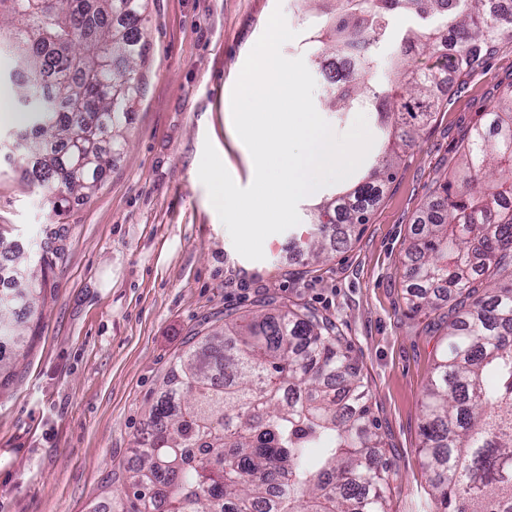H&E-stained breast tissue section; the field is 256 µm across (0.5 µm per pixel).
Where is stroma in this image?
<instances>
[{"label":"stroma","mask_w":512,"mask_h":512,"mask_svg":"<svg viewBox=\"0 0 512 512\" xmlns=\"http://www.w3.org/2000/svg\"><path fill=\"white\" fill-rule=\"evenodd\" d=\"M278 7L293 20V0H149L130 144L101 189L71 195L62 216L0 155V226L24 251L45 230L63 235L29 322L27 357L0 385V512H88L104 498L124 512L125 470L176 357L192 337L265 298L337 323L386 441L390 512H434L422 405L444 336L432 317L410 311L401 262L421 208L460 166L464 135L512 86V41L435 88L437 112L400 149L393 179L350 246L317 262L301 251L319 192L300 201L299 224L269 236L263 260L251 261L235 250L198 170L209 141L239 186L252 182L228 113Z\"/></svg>","instance_id":"35a3bbf8"}]
</instances>
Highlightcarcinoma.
<instances>
[{
    "label": "carcinoma",
    "mask_w": 512,
    "mask_h": 512,
    "mask_svg": "<svg viewBox=\"0 0 512 512\" xmlns=\"http://www.w3.org/2000/svg\"><path fill=\"white\" fill-rule=\"evenodd\" d=\"M336 39L315 58L357 47L361 72L329 77L336 114L366 100L389 145L353 189L332 191L317 207L308 252L351 243L366 224L398 155L391 142L414 140L437 107L433 90L448 73L480 68L498 44L512 39V13L491 0H391L416 28L405 52L436 57L425 69L407 58L382 72L404 74L401 91H373L364 75L378 68L367 29L382 0H336ZM147 0H61L59 12L30 0H0V36L25 46L30 71L10 72L17 105L34 115L28 135L50 142L19 155L44 203L59 213L68 194L97 191L112 157L128 144L129 114L141 85ZM462 145L463 172L444 182L422 214L405 263L414 311H438L435 291L448 290L452 318L446 346L426 387L422 435L435 512H512V91L485 113ZM0 266L15 280L29 269L37 284L0 290L19 296L0 304V378L9 379L30 337L53 260L49 241L38 260L16 248L0 227ZM175 377L148 409L138 458L128 477L126 512H388L390 470L371 417L368 389L337 327L313 312L283 305L276 313L232 319L193 343L176 360ZM319 452L311 455V449Z\"/></svg>",
    "instance_id": "cac0c4a2"
}]
</instances>
